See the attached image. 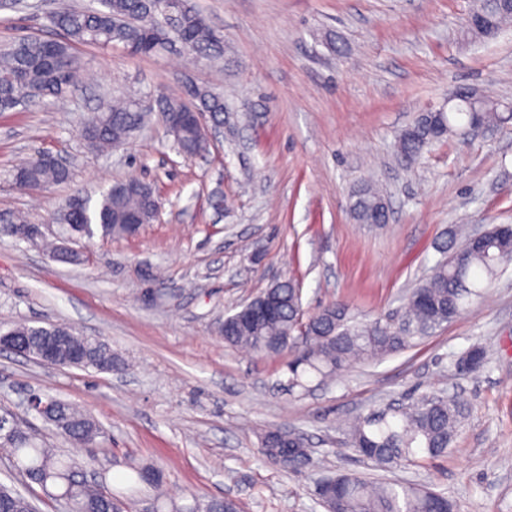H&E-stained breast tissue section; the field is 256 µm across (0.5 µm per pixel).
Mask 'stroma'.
Wrapping results in <instances>:
<instances>
[{
    "label": "stroma",
    "instance_id": "obj_1",
    "mask_svg": "<svg viewBox=\"0 0 512 512\" xmlns=\"http://www.w3.org/2000/svg\"><path fill=\"white\" fill-rule=\"evenodd\" d=\"M0 10V42L49 36L47 15L91 0H28ZM224 38V55L184 66L181 47L152 56L79 45L95 84L64 103L0 114V326L67 324L112 348L111 372L42 364L0 349V414L65 448L27 411L29 393L79 404L100 425L80 450L85 479L120 500L153 488L125 468L158 467L170 498L229 497L242 512H324L317 484L347 471L421 484L456 512H512V265L484 298L410 349L288 393L284 358L228 347L221 329L272 283L293 278L305 308L348 303L352 315L396 312L452 236L512 224V121L448 139L412 163L397 132L458 87L512 107V25L475 38L461 25L470 0H191ZM220 91L235 120L201 157L179 153L160 113L126 144L90 150L79 128L102 99ZM47 151L70 182L20 188L13 168ZM372 178L387 224L359 223L352 195ZM136 178L161 201L133 237L73 243L61 261L41 243L4 233L14 216L60 233L74 190ZM480 371L452 363L471 345ZM426 393L457 397L462 426L447 455L391 469L358 456L340 421ZM299 431L313 465L282 470L261 453L270 429Z\"/></svg>",
    "mask_w": 512,
    "mask_h": 512
}]
</instances>
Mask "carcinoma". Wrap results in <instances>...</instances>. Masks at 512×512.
Here are the masks:
<instances>
[{"label":"carcinoma","mask_w":512,"mask_h":512,"mask_svg":"<svg viewBox=\"0 0 512 512\" xmlns=\"http://www.w3.org/2000/svg\"><path fill=\"white\" fill-rule=\"evenodd\" d=\"M48 21L58 37L27 36L0 47L1 113L20 105H38L47 98L64 100L69 89L88 75L75 54L78 44L103 49L120 46L134 56H156L178 42L199 58L216 59L222 54V37L189 0H176L173 5L169 0H97L95 7L56 10ZM163 107L168 112H201L214 125L224 124V114L229 112L221 94L198 85L189 86L183 99L165 98ZM147 116L148 111L132 99L107 100L82 125L80 135L91 147L107 150L130 138ZM511 120L509 113L465 98L451 112L418 113L397 136L395 148L401 157L414 161L429 145L451 135L461 136L474 124L484 127ZM198 148L189 120L178 149L194 153ZM69 177V169L48 155L23 162L14 174L16 183L36 192L65 183ZM152 194L147 185L141 192L108 187L93 204L76 190L62 207L58 221L82 225L89 238L98 231L103 236H127L129 218L141 225L155 220ZM352 207L367 224L379 223L383 212L381 195L370 185L354 195ZM511 263L512 226L493 224L479 241L466 238L457 246L449 244L448 255L437 261L407 296L399 315L361 320L349 316V305L343 301L306 314L301 288L288 278L274 289L281 303L279 317L259 323L236 319L224 326V343L265 356L288 355L290 376L285 388L290 392L306 387V377L322 382L346 372L354 363L383 360L414 346L480 300L487 286ZM57 329L63 333L57 365L112 371V348L65 324L18 323L7 332L33 358L43 337ZM466 358L476 359L477 370L486 364L484 353L472 348L454 360L457 373H463L461 362ZM463 415L456 400L423 395L408 407L388 408L355 420L349 426L351 445L360 456L381 467L415 464L420 453L435 459L448 453ZM54 427L73 448L91 445L102 434L92 417L62 400ZM0 452L8 456L27 486L35 484L46 493L56 490L71 512H142L139 501L122 502L111 491L79 479L74 455L39 444L27 427L15 421L10 432L0 435ZM262 452L270 463L287 471L312 462L305 440L291 448L275 430L264 434ZM127 467L141 482L155 487L163 482L156 467L133 462ZM329 494V512H454L447 496L429 488L351 474L331 477ZM150 506L157 512H240L239 503L229 498L180 506L158 495ZM0 512H36V506L31 497L1 485Z\"/></svg>","instance_id":"cac0c4a2"}]
</instances>
